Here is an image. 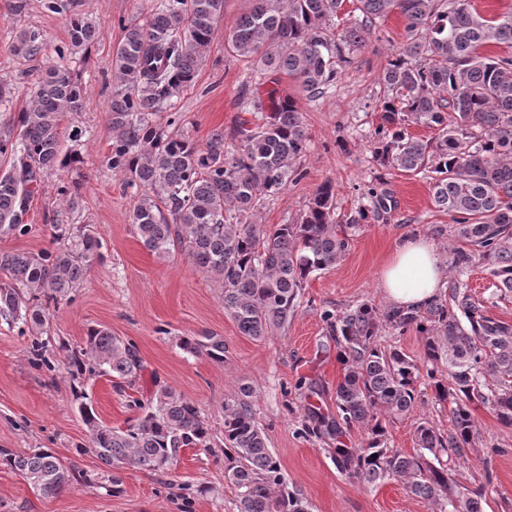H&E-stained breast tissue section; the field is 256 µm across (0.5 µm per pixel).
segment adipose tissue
Returning a JSON list of instances; mask_svg holds the SVG:
<instances>
[{
	"mask_svg": "<svg viewBox=\"0 0 512 512\" xmlns=\"http://www.w3.org/2000/svg\"><path fill=\"white\" fill-rule=\"evenodd\" d=\"M444 263L437 246L422 236L397 241L380 273L382 292L390 306L418 310L444 289Z\"/></svg>",
	"mask_w": 512,
	"mask_h": 512,
	"instance_id": "1",
	"label": "adipose tissue"
}]
</instances>
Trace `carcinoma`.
<instances>
[{"label": "carcinoma", "mask_w": 512, "mask_h": 512, "mask_svg": "<svg viewBox=\"0 0 512 512\" xmlns=\"http://www.w3.org/2000/svg\"><path fill=\"white\" fill-rule=\"evenodd\" d=\"M346 0H249L247 11L225 33L228 51L267 77L244 93L241 105L260 114L232 133L212 130L202 144L167 131L180 121L174 111L181 92L194 84L210 47L224 0H160L138 21L120 22L123 36L112 51V128L107 166L138 195L132 223L137 237L157 256L180 249L214 276L224 310L239 332L263 341L286 327L301 290L313 275L336 265L350 245L348 230L368 221L362 208L344 229L334 219V186L315 191L294 224L258 222L264 202L301 175L308 132L295 101L278 93L284 76L311 96L335 86L342 68L367 47L374 26L392 13L405 19L406 41L389 60L381 100L382 123L374 131L373 158L385 169L422 173L436 206L452 220L461 242L450 252L449 271L459 276L479 264L498 290L512 291V56L484 52L491 44L512 48V13L486 17L470 0H353L355 17L343 24ZM101 29L74 14L68 44L59 56L99 40ZM39 33L21 30L14 53L39 55ZM83 87L61 66H48L33 84L30 103L0 133V233L25 235L24 217L44 177L77 161L61 152L58 127L82 108ZM167 113L165 124L155 120ZM437 130L424 140L407 126ZM51 250L0 253V317L19 320L33 336L30 353L45 358L49 306L70 300L94 262L102 242L90 224H54ZM336 344L343 373L336 384V420L304 405V433L341 437L361 427L360 448L330 449L336 469L374 487L397 482L428 502L433 512H483V490L458 479L467 450L483 443L472 412L490 405L498 421L512 426V326L490 317L458 279L448 297L421 310L379 309L361 303L321 314ZM413 330L422 352L383 349L384 330ZM179 347L192 355L224 361V337L183 336ZM70 378L109 376L131 384L144 370L136 345L107 328H91L84 344L62 346ZM448 408V431L428 418L414 430L415 452L388 446L389 427L425 403ZM247 384L224 399V433L214 442L210 422L198 406L169 386L145 401L134 423L112 427L80 404L90 450L112 470L132 467L167 473L184 448H221L224 477L237 490L239 512H309L307 500L288 490L282 464L253 409ZM3 464L43 496L66 489L74 469L48 450L0 448Z\"/></svg>", "instance_id": "cac0c4a2"}]
</instances>
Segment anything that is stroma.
Listing matches in <instances>:
<instances>
[{
  "mask_svg": "<svg viewBox=\"0 0 512 512\" xmlns=\"http://www.w3.org/2000/svg\"><path fill=\"white\" fill-rule=\"evenodd\" d=\"M13 2L0 0V83L12 91L11 100L0 104V113L21 112L37 72L53 64L63 65L80 80L85 96L80 112L67 114L59 128L62 152L78 156V163L45 177L25 217L28 233H0V252L36 253L51 248L52 225L90 224L102 241V258L72 300L49 311L55 371L34 366L28 337L0 319V448L48 449L72 463L75 471L70 487L44 497L10 468L0 467V512H237V491L224 479L223 454L186 448L173 472L127 468L114 479L89 452V433L75 404L78 386L58 346L82 344L92 327L135 343L145 365L129 386L116 387L107 376L80 386L104 423L124 427L134 422L138 412L133 400L148 398L156 386L166 385L193 401L219 436L225 398L246 383L254 389L256 418L268 433L289 488L307 499L311 512H432L398 483L366 489L339 473L331 448L339 442L360 447L365 431L351 429L339 441L307 436L305 400L293 390L296 381H305L315 391L313 403L326 417H335L342 366L334 342L325 334L322 312H341L363 302L385 308L379 272L401 236H426L444 255L455 243L452 221L435 207L426 179L387 171L372 154V136L381 121L383 70L406 39L403 18L393 14L378 23L369 46L344 68L330 92L313 97L290 79L281 83V91L296 100L310 141L303 177L265 204L261 223L296 222L328 180L335 186L337 223L370 206L373 195L383 196L385 207L354 232L348 252L335 267L309 278L288 327L255 341L238 331L224 310L220 288L184 252L161 258L140 242L132 226L136 200L122 175L105 162L112 143L106 120L112 94L110 59L123 36L118 21L146 15L157 0H75L73 12L99 23L101 36L93 46L63 59L57 49L67 40L69 16L50 12L44 0H28L26 11L17 14ZM247 6L248 0H225L195 82L177 100L181 129L198 142H205L212 129L229 131L255 119L240 106L248 72L224 46L226 30ZM21 30L39 33L43 46L37 59L13 52L12 39ZM77 128L82 136L75 141L71 132ZM64 182L75 195L76 208L58 196ZM465 281L491 317L512 325V292H496L492 276L481 266L472 267ZM206 334L223 337V362L188 354L178 346L181 337ZM473 413L485 428V438L462 464L463 481L472 488L484 487V512H512V426L499 424L491 406H475ZM423 417L441 429L449 427L446 408L416 406L390 427V447L413 452V431Z\"/></svg>",
  "mask_w": 512,
  "mask_h": 512,
  "instance_id": "35a3bbf8",
  "label": "stroma"
}]
</instances>
